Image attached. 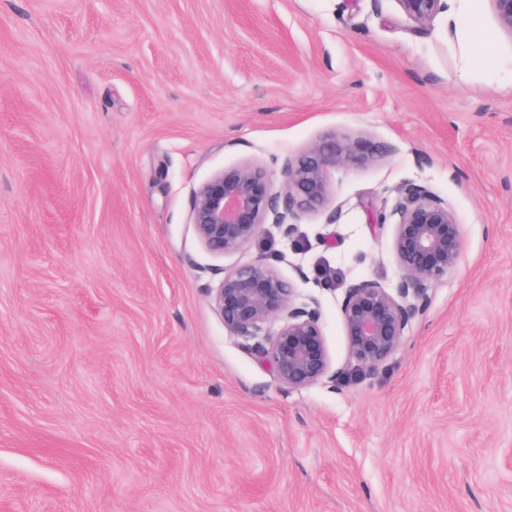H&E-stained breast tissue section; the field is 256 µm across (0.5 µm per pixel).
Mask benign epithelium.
<instances>
[{"instance_id": "benign-epithelium-1", "label": "benign epithelium", "mask_w": 512, "mask_h": 512, "mask_svg": "<svg viewBox=\"0 0 512 512\" xmlns=\"http://www.w3.org/2000/svg\"><path fill=\"white\" fill-rule=\"evenodd\" d=\"M417 27L429 25L447 0H397ZM498 25L512 34V0H490ZM376 155L358 142L332 135L314 143L283 166L281 190H274L267 169L240 164L216 173L194 192L190 214L200 243L222 255L238 249L273 224L291 237L307 212L322 207L328 196L331 168L366 163ZM403 201L391 211L393 252L400 278L390 292L372 280L343 288L340 305L343 333L359 368H374L402 344L412 318L426 310L431 287L455 270L463 253L460 222L448 201L425 186L406 184ZM297 288L265 259L224 274L213 294L214 305L233 334L254 337L271 322L278 328L258 353L276 379L301 388L324 379L336 382L316 300L296 303Z\"/></svg>"}]
</instances>
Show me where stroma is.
Wrapping results in <instances>:
<instances>
[{
  "label": "stroma",
  "mask_w": 512,
  "mask_h": 512,
  "mask_svg": "<svg viewBox=\"0 0 512 512\" xmlns=\"http://www.w3.org/2000/svg\"><path fill=\"white\" fill-rule=\"evenodd\" d=\"M397 0H0V512H512V91ZM339 135L297 238L215 255L224 168ZM407 183L463 236L398 350L352 368L344 284L395 288ZM266 259L332 370L290 389L212 300ZM305 280H298V272Z\"/></svg>",
  "instance_id": "1"
}]
</instances>
